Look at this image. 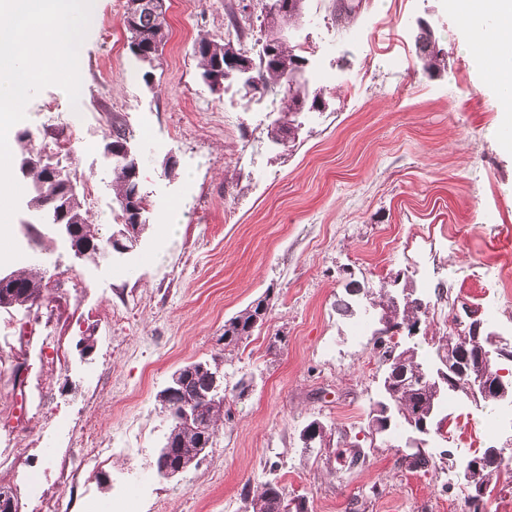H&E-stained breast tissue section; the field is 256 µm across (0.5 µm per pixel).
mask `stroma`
<instances>
[{
	"label": "stroma",
	"mask_w": 512,
	"mask_h": 512,
	"mask_svg": "<svg viewBox=\"0 0 512 512\" xmlns=\"http://www.w3.org/2000/svg\"><path fill=\"white\" fill-rule=\"evenodd\" d=\"M125 0H98L81 46L84 118L69 123L59 87L35 94L18 127L68 165L79 192L96 187L88 216L102 236L116 228L112 167L103 153L112 122L140 164L148 227L137 247L111 260L75 256L47 226L33 245L11 221L22 252L7 270L49 282L39 307L0 309V427H10L14 463L40 471L49 493L69 488L47 453L78 459L87 439L111 449L85 498L111 501L138 485L141 512H244V488L276 480L308 512H463L468 497L450 472L400 462L408 436L374 442L369 412L384 371L370 299L413 282L431 307L420 331L394 336L436 362L456 333V302L479 309L487 330L512 348V128L481 90L448 0H360L346 24L336 0H305L287 37L307 58V95L323 105L297 114L295 142H269L285 101L236 83L215 91L199 76L192 46L224 38L242 18L250 57L262 48L253 0H167L170 39L151 81L127 46ZM428 22L444 52L427 72L416 48ZM173 161L165 173V161ZM180 230L164 225L170 210ZM366 296L353 315L339 308L346 286ZM447 291V300L437 298ZM269 296L266 326L234 351L224 322ZM95 336L82 357L79 343ZM63 337L67 362L48 367L42 339ZM217 360L231 400L213 448L175 480L155 472L169 423L156 400L171 374ZM323 423L330 444L306 450L300 432Z\"/></svg>",
	"instance_id": "obj_1"
}]
</instances>
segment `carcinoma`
Returning a JSON list of instances; mask_svg holds the SVG:
<instances>
[{"mask_svg": "<svg viewBox=\"0 0 512 512\" xmlns=\"http://www.w3.org/2000/svg\"><path fill=\"white\" fill-rule=\"evenodd\" d=\"M123 25L128 33V45H137L142 55L135 56L140 63H145L146 58L155 60V63L144 71L142 79L145 82L152 80L153 70L160 65L163 50L169 40L170 30L166 14L161 12L156 15L142 14L132 21L129 17H123ZM419 47L421 59L424 61V69L428 72L437 68L443 49L439 47L434 35L422 33ZM230 40L223 38L203 37L193 44V55L198 61L200 76L215 75L224 78V56L229 51ZM299 55L281 41L272 55L260 53L259 61H250L252 69L253 87L269 92L282 89L290 96L287 105L281 110L287 119L285 125L275 128L269 127L267 137L276 144L285 145L295 138V115L303 111V103L291 94L290 82L292 81V65ZM19 157L29 159V164L24 175L28 193L31 194L33 211L38 215L41 223L53 224L57 220L59 200L67 203V212L70 223L78 228L80 238L86 242H96L103 246L106 241L98 235L95 225L89 223L85 208L84 196L77 191L66 189L65 182L69 180V172H64L62 178H52L40 159L31 157L25 151H20ZM112 173L114 175L113 190L118 205V218L125 224L131 219L127 210L123 207L135 187L140 185L139 162L134 155L112 158ZM11 280L5 284L0 283V308H28L43 297V292L48 288V283L41 277L30 275L24 271L10 272ZM391 314L393 326L414 328L421 323V318L426 316L428 306L418 297L399 306L394 302L387 303ZM257 314V307L249 304L243 310L224 321V348H237L251 337L249 329ZM404 356L401 366L405 369L403 374L394 382L395 402L399 408L403 421L414 417L419 412L433 404H439L444 397L437 394L435 386L427 384L425 377L429 366L418 360L416 347L400 350ZM179 380L182 382V395L180 401L188 405V408L204 416L211 424V432L207 436L187 426L180 415L182 406L166 399L163 392L156 395L163 412L170 421L169 430L163 446L172 449V462H181L191 466L197 465L199 456L204 449L211 448L215 444L216 424L224 416L226 406V389H224L223 376L220 374L219 365L208 361H194L178 369ZM479 467L471 468V461L463 459L456 465L460 472H467L468 477L464 482L472 491V497L481 500L490 477L501 470L504 456L495 454L489 449H484L478 455ZM246 506L249 512H281L282 505L288 503V495L285 489L270 481L264 482L254 493L245 494Z\"/></svg>", "mask_w": 512, "mask_h": 512, "instance_id": "1", "label": "carcinoma"}]
</instances>
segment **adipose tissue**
Segmentation results:
<instances>
[{"mask_svg": "<svg viewBox=\"0 0 512 512\" xmlns=\"http://www.w3.org/2000/svg\"><path fill=\"white\" fill-rule=\"evenodd\" d=\"M470 64L512 127V0H449Z\"/></svg>", "mask_w": 512, "mask_h": 512, "instance_id": "ef3b65f1", "label": "adipose tissue"}]
</instances>
